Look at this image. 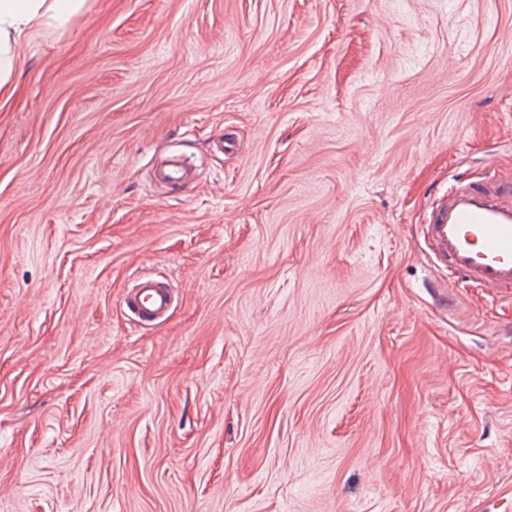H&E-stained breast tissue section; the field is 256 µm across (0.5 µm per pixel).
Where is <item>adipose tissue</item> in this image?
<instances>
[{
	"mask_svg": "<svg viewBox=\"0 0 512 512\" xmlns=\"http://www.w3.org/2000/svg\"><path fill=\"white\" fill-rule=\"evenodd\" d=\"M84 0H0V90L11 84L15 47L22 34L48 19L66 24Z\"/></svg>",
	"mask_w": 512,
	"mask_h": 512,
	"instance_id": "1",
	"label": "adipose tissue"
}]
</instances>
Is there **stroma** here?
I'll return each mask as SVG.
<instances>
[{"label": "stroma", "instance_id": "stroma-1", "mask_svg": "<svg viewBox=\"0 0 512 512\" xmlns=\"http://www.w3.org/2000/svg\"><path fill=\"white\" fill-rule=\"evenodd\" d=\"M13 83L0 512H512V306L416 228L512 155V0H85ZM175 302V291L168 278L139 277L120 300L124 312H130L143 323L166 320Z\"/></svg>", "mask_w": 512, "mask_h": 512}]
</instances>
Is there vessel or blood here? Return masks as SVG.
Segmentation results:
<instances>
[{
    "mask_svg": "<svg viewBox=\"0 0 512 512\" xmlns=\"http://www.w3.org/2000/svg\"><path fill=\"white\" fill-rule=\"evenodd\" d=\"M419 234L445 296L469 288L480 297L512 303V158L494 154L476 169L451 176L419 214ZM175 291L165 277H140L120 300L143 323L166 320Z\"/></svg>",
    "mask_w": 512,
    "mask_h": 512,
    "instance_id": "1",
    "label": "vessel or blood"
}]
</instances>
